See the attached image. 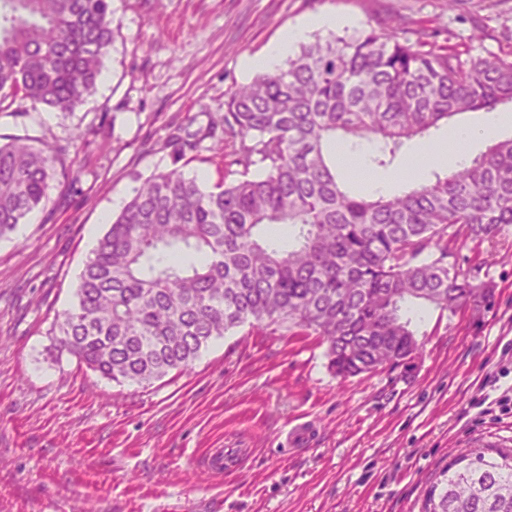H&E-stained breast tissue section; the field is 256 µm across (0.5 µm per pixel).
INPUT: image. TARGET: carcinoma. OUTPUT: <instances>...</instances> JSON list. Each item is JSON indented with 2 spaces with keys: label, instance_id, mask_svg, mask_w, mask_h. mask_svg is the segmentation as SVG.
I'll list each match as a JSON object with an SVG mask.
<instances>
[{
  "label": "carcinoma",
  "instance_id": "cac0c4a2",
  "mask_svg": "<svg viewBox=\"0 0 512 512\" xmlns=\"http://www.w3.org/2000/svg\"><path fill=\"white\" fill-rule=\"evenodd\" d=\"M110 0H0V107L17 98L71 112L96 89L112 43ZM404 20L300 47L287 65L224 99V115L170 128L172 167L112 218L51 332L118 384L188 371L248 323L312 332L328 368L354 377L406 368L422 345L410 305L458 309L492 289L451 247L512 226V137L394 195L340 185L336 141L374 140L386 167L405 142L462 113L512 106V60L401 40ZM238 178L211 188L179 163L204 148ZM61 149L0 142V238L46 205ZM288 225L280 248L263 231ZM422 512H512V451L460 454Z\"/></svg>",
  "mask_w": 512,
  "mask_h": 512
}]
</instances>
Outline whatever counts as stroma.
<instances>
[{
  "label": "stroma",
  "instance_id": "35a3bbf8",
  "mask_svg": "<svg viewBox=\"0 0 512 512\" xmlns=\"http://www.w3.org/2000/svg\"><path fill=\"white\" fill-rule=\"evenodd\" d=\"M397 16L410 39L512 59V0H112L104 81L71 112L16 100L0 135L64 149L44 208L0 239V512H421L439 468L469 449H512V230L458 235L460 263L491 302L412 318L423 350L407 369L347 379L300 329L242 326L192 369L117 385L60 348L50 331L71 306L83 262L142 180L170 165V125L224 110L290 28L304 42ZM481 39H472L474 22ZM492 127L469 156L512 136V109L468 112L405 143V158L450 166L461 129ZM84 139L73 142L75 132ZM308 422L302 446L287 439ZM210 448H247L231 472L194 464Z\"/></svg>",
  "mask_w": 512,
  "mask_h": 512
}]
</instances>
